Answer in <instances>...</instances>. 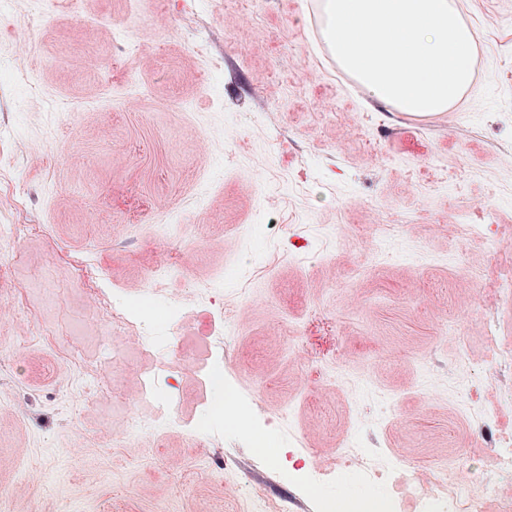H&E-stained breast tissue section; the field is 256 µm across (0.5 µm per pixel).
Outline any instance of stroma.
<instances>
[{"label":"stroma","mask_w":512,"mask_h":512,"mask_svg":"<svg viewBox=\"0 0 512 512\" xmlns=\"http://www.w3.org/2000/svg\"><path fill=\"white\" fill-rule=\"evenodd\" d=\"M456 3L479 39L452 120L352 87L322 0H140L134 18L129 0L6 9L0 225L40 230L0 241V512H247L251 493L321 512L338 483L314 496L299 478L344 448L409 459L389 486L402 512L453 451L454 477L497 512L512 378L486 334L495 322L512 351V0ZM484 207L507 244L456 223L459 209L483 223ZM174 210L185 238L148 232ZM88 254L109 288L154 295L156 355L103 320L77 268ZM168 262L182 277L154 279ZM219 311L240 333L211 386L199 370ZM323 355L321 380L307 363ZM150 369L185 423L132 439L130 419L157 413L132 402ZM228 395L250 428L212 423L207 404ZM464 400L485 416H460Z\"/></svg>","instance_id":"35a3bbf8"}]
</instances>
